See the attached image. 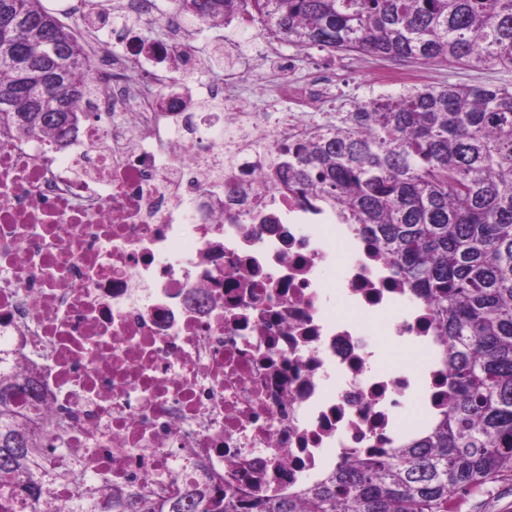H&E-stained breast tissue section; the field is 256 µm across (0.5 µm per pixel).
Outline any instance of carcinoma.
<instances>
[{
  "label": "carcinoma",
  "instance_id": "carcinoma-1",
  "mask_svg": "<svg viewBox=\"0 0 512 512\" xmlns=\"http://www.w3.org/2000/svg\"><path fill=\"white\" fill-rule=\"evenodd\" d=\"M200 30L238 18L294 47L396 63L512 70V0H168ZM46 0H0V138L79 129L94 91L89 55ZM267 178L339 207L428 302L453 396L426 437L355 456L277 500L237 499L207 480L174 498L87 489L71 512H448L512 472V90L414 86L313 121L270 151ZM0 370V512H60L42 442Z\"/></svg>",
  "mask_w": 512,
  "mask_h": 512
}]
</instances>
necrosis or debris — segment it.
<instances>
[{"label": "necrosis or debris", "mask_w": 512, "mask_h": 512, "mask_svg": "<svg viewBox=\"0 0 512 512\" xmlns=\"http://www.w3.org/2000/svg\"><path fill=\"white\" fill-rule=\"evenodd\" d=\"M179 21L158 0H85L106 54L77 104L87 121L62 150L0 144V345L6 369L40 388L17 404L53 449L63 505L79 492L71 470L102 494L168 497L206 477L282 498L423 437L452 396L430 305L358 225L267 179L263 139L335 101V66L296 78L266 38L293 109L256 112L239 85L266 73L228 37L231 70L189 95L180 76L209 69L191 38L139 39ZM340 250L349 261L328 277ZM375 323L418 363H388Z\"/></svg>", "instance_id": "4bbe7bcc"}]
</instances>
